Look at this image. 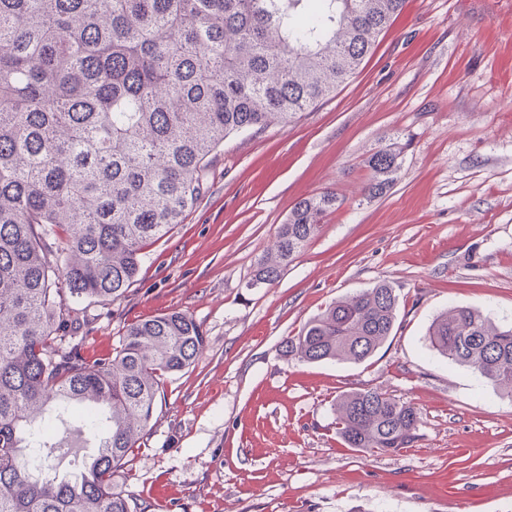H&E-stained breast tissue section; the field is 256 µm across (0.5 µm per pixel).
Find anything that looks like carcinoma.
Listing matches in <instances>:
<instances>
[{
  "mask_svg": "<svg viewBox=\"0 0 512 512\" xmlns=\"http://www.w3.org/2000/svg\"><path fill=\"white\" fill-rule=\"evenodd\" d=\"M406 0H0V512H147L112 473L148 427L162 376L203 350L180 311L125 327L93 364L73 343L74 305L116 300L146 246L204 194L232 135L259 133L336 94ZM409 142L367 160V196L393 186ZM333 190L298 202L250 288L275 283L326 217ZM398 298L382 282L285 337L280 355L362 362L391 336ZM431 347L512 395V326L451 307ZM77 414L95 441L74 480L43 479L54 421ZM347 448L394 454L421 413L377 389L336 402Z\"/></svg>",
  "mask_w": 512,
  "mask_h": 512,
  "instance_id": "cac0c4a2",
  "label": "carcinoma"
}]
</instances>
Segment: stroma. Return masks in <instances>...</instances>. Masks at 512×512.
I'll list each match as a JSON object with an SVG mask.
<instances>
[{"instance_id":"stroma-1","label":"stroma","mask_w":512,"mask_h":512,"mask_svg":"<svg viewBox=\"0 0 512 512\" xmlns=\"http://www.w3.org/2000/svg\"><path fill=\"white\" fill-rule=\"evenodd\" d=\"M395 138L410 142L396 181L367 198L366 160ZM327 189L343 205L275 284L249 287L279 224ZM382 281L397 319L372 358L281 357L284 337ZM456 305L512 322V0H407L336 95L226 139L205 193L146 247L125 296L88 305L91 363L160 313L205 334L194 364L164 378L113 486L149 512H512V397L427 340ZM368 389L420 410L413 447L342 444L336 400ZM58 439V473H79L89 441L67 425Z\"/></svg>"}]
</instances>
